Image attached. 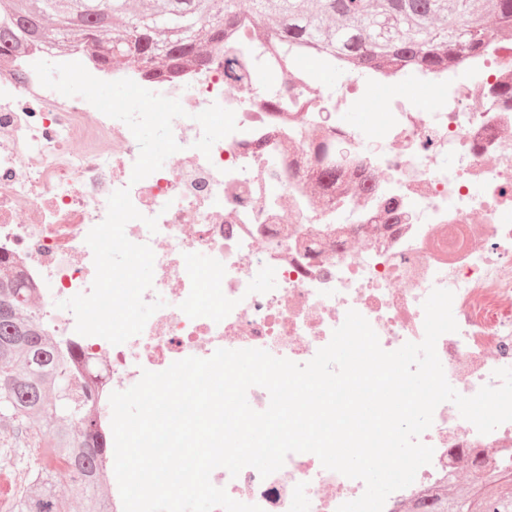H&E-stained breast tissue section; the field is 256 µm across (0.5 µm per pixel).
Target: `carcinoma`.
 I'll return each mask as SVG.
<instances>
[{
    "instance_id": "obj_1",
    "label": "carcinoma",
    "mask_w": 512,
    "mask_h": 512,
    "mask_svg": "<svg viewBox=\"0 0 512 512\" xmlns=\"http://www.w3.org/2000/svg\"><path fill=\"white\" fill-rule=\"evenodd\" d=\"M58 23L52 37L46 19ZM261 25L281 57L304 47L320 58H341L351 66L415 64L446 68L461 58L490 50L512 34V0H153L132 18L128 0H0V48L41 45L48 53L75 51L88 35L97 40L98 59L108 62L110 46L139 56H160L146 70L176 72L205 64L208 52L246 26ZM313 182L327 194L347 177V188L364 193L366 179L347 174L328 137L313 144ZM30 289L15 274L0 270V415L28 431L47 461L24 474L10 512H110L99 490L107 436L100 413L91 410L95 393L72 369V347L44 332L26 307ZM76 397L61 395V380ZM460 476L404 502L401 512H512V465Z\"/></svg>"
}]
</instances>
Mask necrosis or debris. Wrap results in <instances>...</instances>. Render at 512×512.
Segmentation results:
<instances>
[{
	"mask_svg": "<svg viewBox=\"0 0 512 512\" xmlns=\"http://www.w3.org/2000/svg\"><path fill=\"white\" fill-rule=\"evenodd\" d=\"M39 54L0 52V260L32 288L31 312L49 334L71 343L81 363L102 366V400L143 371L220 348L307 363L351 309L384 350L420 342L422 304L435 288L454 293L458 329L436 344L448 382L464 396L500 386L496 369L512 368V98L502 93L512 86V55L493 51L438 72L324 59L321 67L347 72L329 87L315 70L281 68L253 27L170 81L104 66L88 49L67 54L93 76L184 97L186 114L172 124L174 163L135 183L139 146L128 126L84 98L43 87L32 67ZM228 54L240 63L234 81L224 77ZM254 70L277 78L254 81ZM378 97L386 110L368 124L343 121L354 103ZM214 103L234 111L237 129L206 155L194 147L202 135L194 116ZM316 134L338 137L363 159L368 192L337 191L329 207L314 200L306 172ZM125 187L142 214L125 235L154 253L143 299L164 305L140 334L113 345L76 333L74 314L57 303L90 291L86 236ZM195 254L205 264L192 262ZM420 440L433 449L430 464L388 496L383 512L462 463H512V421L482 434L450 402L435 409ZM210 480L263 512H336L365 491L362 480L325 469L311 453L287 455L266 477L219 467Z\"/></svg>",
	"mask_w": 512,
	"mask_h": 512,
	"instance_id": "necrosis-or-debris-1",
	"label": "necrosis or debris"
}]
</instances>
